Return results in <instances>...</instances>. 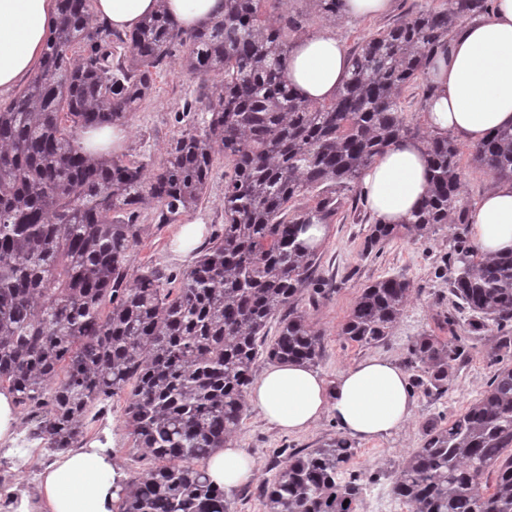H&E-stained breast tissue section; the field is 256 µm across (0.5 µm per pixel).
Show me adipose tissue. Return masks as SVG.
<instances>
[{
  "label": "adipose tissue",
  "instance_id": "obj_1",
  "mask_svg": "<svg viewBox=\"0 0 512 512\" xmlns=\"http://www.w3.org/2000/svg\"><path fill=\"white\" fill-rule=\"evenodd\" d=\"M157 9V0H93L92 20L130 32ZM186 31L224 11V0H166ZM58 0H0V93L17 87L39 64L52 36ZM292 89L304 100L328 101L348 75L349 55L336 33L299 38L287 59ZM424 122L434 134H453L477 145L512 126V0H493L488 14L465 20L438 48ZM430 167L421 142L402 139L365 170L362 195L377 223L405 224L421 205ZM474 247L493 258L512 253V182L484 194L469 214ZM245 400L283 432L308 431L323 415L358 440L382 439L402 429L412 414L407 375L387 358L371 357L343 369L334 384L303 361H277L250 384ZM206 471L224 491L248 483L255 464L235 442L214 449ZM125 480L110 449L75 448L39 473L37 497L7 499L9 512H115Z\"/></svg>",
  "mask_w": 512,
  "mask_h": 512
}]
</instances>
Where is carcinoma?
Segmentation results:
<instances>
[{
    "label": "carcinoma",
    "mask_w": 512,
    "mask_h": 512,
    "mask_svg": "<svg viewBox=\"0 0 512 512\" xmlns=\"http://www.w3.org/2000/svg\"><path fill=\"white\" fill-rule=\"evenodd\" d=\"M269 2L224 0V15L191 32L161 11L123 35L90 23L92 0H59L37 74L0 106V388L26 410L29 437L52 451L74 447L92 408L127 395V428L157 465L129 482L121 512H230L203 461L240 426L258 355L313 363L319 354L321 333L300 308L303 291L320 286L318 253L300 233L358 203L365 169L414 135L404 90L417 83L428 100L432 51L489 10V0L416 7L351 52L332 100L308 102L286 74L301 21L270 22ZM311 2L324 19L340 17L342 0ZM178 53L199 85L159 166L148 174L143 160L88 154L78 132L126 120ZM423 146L431 179L420 208L407 224L373 225L365 251L454 213L467 223L457 144L434 134ZM220 158L231 165L224 230L179 287L153 268L129 281L142 214L155 209L168 224L197 207ZM473 160L512 181V128L476 145ZM446 265L471 329L491 322L497 352L511 349L512 255L484 260L462 235ZM408 293L397 277L363 288L340 335L385 339ZM409 355L422 368L416 384L438 391L458 352L420 336ZM355 454L339 435L289 454L261 490L266 512H352L364 487L343 474ZM393 493L414 512H512L511 364L450 424L427 426Z\"/></svg>",
    "instance_id": "obj_1"
}]
</instances>
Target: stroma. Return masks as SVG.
Listing matches in <instances>:
<instances>
[{"mask_svg":"<svg viewBox=\"0 0 512 512\" xmlns=\"http://www.w3.org/2000/svg\"><path fill=\"white\" fill-rule=\"evenodd\" d=\"M418 0H393L390 11L380 17L352 19L340 17L328 22L309 10L306 0H278L272 17L304 12V33L329 29L341 36L347 49H354L379 30L406 20ZM197 81L187 74L181 57L168 60L157 76L152 94L130 116L126 125L130 131L124 149L127 156H141L151 163H160L166 147L183 129L178 118L185 99L192 97ZM465 208L494 185V181L472 158L473 147L460 143ZM227 165L215 169L201 204L190 210V217L202 218L210 234L224 227V174ZM369 208L360 213H345L328 227L327 236L318 249L320 292L305 291L301 308L310 323L321 333V347L316 370L326 381H334L346 367L372 356L389 358L404 368L408 379L420 376L412 367L408 349L419 336L433 335L453 341L459 356L453 361L448 379L441 391L429 393L413 388L414 405L409 423L399 432L381 440L355 441L356 455L346 467L352 475L361 476L365 492L356 503L354 512H381L382 505L396 506L397 512H413L411 505L396 501L391 485L402 459L412 449L421 447L426 427L430 423L447 425L481 398L499 367L494 356L496 329L472 332L471 314L456 304L446 278L438 274V265L453 247L461 230L451 221L425 234L400 233L365 252L364 244L370 233ZM144 231L134 246L131 273L141 268L155 267L163 271L170 287H178L179 279L192 263L191 258L172 252L173 227L160 224L151 214L140 219ZM405 279L411 295L400 319L382 342L358 345L341 336L340 329L365 286L387 277ZM124 397L116 396L103 404L102 411L91 412L84 433V444L111 449L118 467L127 477H135L154 467L155 462L145 449L135 448L125 423ZM26 426H19V446L35 448L37 458L27 461L0 450V494L12 489L29 496L38 492V473L54 454L43 448L41 440L28 439ZM339 430L330 416H323L308 432L288 434L269 424L260 412L246 408L240 428L234 437L254 459L255 481L228 492L230 512H265L259 495L260 486L271 481L287 461L290 453L315 448L323 441L336 437Z\"/></svg>","mask_w":512,"mask_h":512,"instance_id":"1","label":"stroma"}]
</instances>
